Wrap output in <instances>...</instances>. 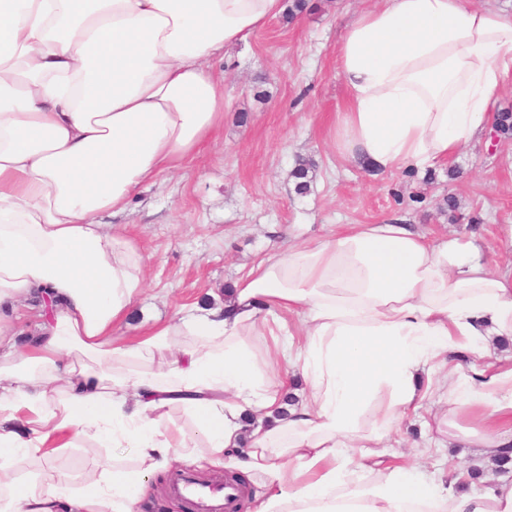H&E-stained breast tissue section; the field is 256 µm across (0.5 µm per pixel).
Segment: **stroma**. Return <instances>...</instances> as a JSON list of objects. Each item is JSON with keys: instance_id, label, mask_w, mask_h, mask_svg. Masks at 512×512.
<instances>
[{"instance_id": "obj_1", "label": "stroma", "mask_w": 512, "mask_h": 512, "mask_svg": "<svg viewBox=\"0 0 512 512\" xmlns=\"http://www.w3.org/2000/svg\"><path fill=\"white\" fill-rule=\"evenodd\" d=\"M374 0H312L294 21L279 17L212 63L224 79V132L185 167L142 186L128 209L103 214L141 248L147 285L130 317L115 328L132 336L180 308L223 298L263 257L330 233L340 224L413 225L431 240H474L495 271L512 268V140L492 132L423 173L378 174L338 157L329 131L345 91L336 45L354 14ZM307 164V193L292 170ZM456 208H449L448 198ZM439 410L426 397L419 415L392 434L391 461L450 477L483 463V475L512 479V464H487V449L430 448L423 422ZM129 448L93 440L37 464L44 479H81Z\"/></svg>"}]
</instances>
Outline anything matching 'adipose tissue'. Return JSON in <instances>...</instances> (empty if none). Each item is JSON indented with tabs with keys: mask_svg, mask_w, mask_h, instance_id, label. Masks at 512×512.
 Returning a JSON list of instances; mask_svg holds the SVG:
<instances>
[{
	"mask_svg": "<svg viewBox=\"0 0 512 512\" xmlns=\"http://www.w3.org/2000/svg\"><path fill=\"white\" fill-rule=\"evenodd\" d=\"M286 0H0V512H141L161 471L202 458L264 477L255 512H512V483L462 493L385 462L397 426L446 390L429 443L512 458V273L408 224H356L274 252L232 297L113 337L145 260L103 213L180 170L224 126L210 65ZM512 71V14L381 0L337 49L336 152L424 170L483 135ZM50 309L19 347L36 292ZM298 319L289 326L286 315ZM287 350V385L252 337ZM470 360L468 368L451 362ZM62 401H55V391ZM183 408L190 429L170 418ZM94 438L136 451L73 484L17 461Z\"/></svg>",
	"mask_w": 512,
	"mask_h": 512,
	"instance_id": "adipose-tissue-1",
	"label": "adipose tissue"
}]
</instances>
